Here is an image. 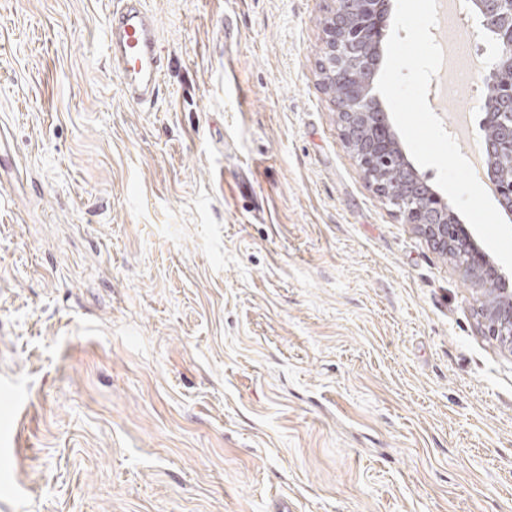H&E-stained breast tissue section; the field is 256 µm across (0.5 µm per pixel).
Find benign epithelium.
Returning a JSON list of instances; mask_svg holds the SVG:
<instances>
[{"mask_svg":"<svg viewBox=\"0 0 512 512\" xmlns=\"http://www.w3.org/2000/svg\"><path fill=\"white\" fill-rule=\"evenodd\" d=\"M468 6L495 44L506 49L488 62L482 74L487 87L482 124L487 130H496L494 136L485 139L487 176L502 210L511 217L512 178L503 170L512 168V80L502 78V72L512 70V55L508 54L512 49V0H468ZM389 10L390 0H333L324 24L323 85L331 95H339L344 105L342 136L348 146H358L360 166L374 191L403 213L437 249L457 247V265L484 294L487 334L512 353V290L505 276L475 262L478 246L459 225L454 207L419 178L401 151L396 154L404 160V194L392 197L381 177L384 166L392 164L397 141L372 81L357 83L353 72L375 71Z\"/></svg>","mask_w":512,"mask_h":512,"instance_id":"obj_1","label":"benign epithelium"}]
</instances>
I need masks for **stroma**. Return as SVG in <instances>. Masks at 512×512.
I'll list each match as a JSON object with an SVG mask.
<instances>
[{
	"mask_svg": "<svg viewBox=\"0 0 512 512\" xmlns=\"http://www.w3.org/2000/svg\"><path fill=\"white\" fill-rule=\"evenodd\" d=\"M112 2L0 0V512H512V354L345 144L331 0H146L152 103ZM117 1L107 21L105 49L124 73L126 94L145 102L158 93L163 72L154 22L142 0Z\"/></svg>",
	"mask_w": 512,
	"mask_h": 512,
	"instance_id": "35a3bbf8",
	"label": "stroma"
}]
</instances>
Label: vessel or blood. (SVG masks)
Wrapping results in <instances>:
<instances>
[{
    "label": "vessel or blood",
    "instance_id": "obj_1",
    "mask_svg": "<svg viewBox=\"0 0 512 512\" xmlns=\"http://www.w3.org/2000/svg\"><path fill=\"white\" fill-rule=\"evenodd\" d=\"M105 49L113 65L123 72L132 100L145 102L158 93L163 72L160 46L142 0H118L107 21Z\"/></svg>",
    "mask_w": 512,
    "mask_h": 512
}]
</instances>
